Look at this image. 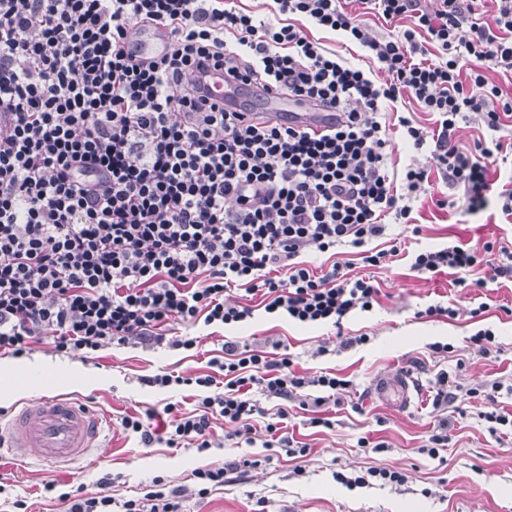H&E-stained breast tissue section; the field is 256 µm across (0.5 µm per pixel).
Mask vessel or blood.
Segmentation results:
<instances>
[{
  "label": "vessel or blood",
  "instance_id": "b4317fda",
  "mask_svg": "<svg viewBox=\"0 0 512 512\" xmlns=\"http://www.w3.org/2000/svg\"><path fill=\"white\" fill-rule=\"evenodd\" d=\"M262 104L270 116L291 118L314 129L321 128L325 118L273 90L263 93ZM371 392L380 403L395 408L410 406L417 395L414 379L405 371L378 376ZM100 428L101 418L88 404L47 393L16 406L7 422H0V456L51 468L66 466L98 450Z\"/></svg>",
  "mask_w": 512,
  "mask_h": 512
}]
</instances>
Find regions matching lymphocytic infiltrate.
I'll use <instances>...</instances> for the list:
<instances>
[{"label": "lymphocytic infiltrate", "instance_id": "1", "mask_svg": "<svg viewBox=\"0 0 512 512\" xmlns=\"http://www.w3.org/2000/svg\"><path fill=\"white\" fill-rule=\"evenodd\" d=\"M278 23L239 0H0V355L19 357L51 340L65 354L112 344L193 349L181 325L223 328L255 310L302 326L370 311L381 294L345 264L314 271L306 253L359 250L386 265L399 246L373 248L387 220L419 235L407 200L427 170H397L382 115L413 97L434 127L397 114L408 148H430L461 193V216L496 202L512 216V175L496 171L512 121V92L487 70L512 74V0H493L491 18L474 0H273ZM393 24L374 36L365 16ZM151 28L168 43L144 58L130 43ZM340 33L365 48L377 71L352 65L315 39ZM223 70L237 91L277 89L332 113L323 131L273 119L246 103L218 105L190 71ZM384 79H377V72ZM480 122L468 147L457 130ZM498 252L497 264L484 256ZM485 267L476 287L512 281V249L488 241L412 253L420 275ZM241 291L248 303L229 301ZM211 373L145 377L152 387L193 385L198 407L176 414L171 448H212L215 418L227 439L254 444L264 410L253 390L281 400L266 424L267 446L289 457L308 445L283 433L287 403L315 385L319 410L342 405L352 384L332 373L305 378L288 354L225 342ZM122 512H183L180 491L162 479Z\"/></svg>", "mask_w": 512, "mask_h": 512}]
</instances>
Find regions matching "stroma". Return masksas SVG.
<instances>
[{
	"label": "stroma",
	"instance_id": "obj_1",
	"mask_svg": "<svg viewBox=\"0 0 512 512\" xmlns=\"http://www.w3.org/2000/svg\"><path fill=\"white\" fill-rule=\"evenodd\" d=\"M390 149L398 167L412 164L431 172L426 190L411 202L412 215L422 227L414 247L433 248L454 241L479 247L494 239L512 248V217H505L496 204L470 216L467 223H458L455 213L434 205L453 190L434 172L430 153L407 150L396 131L390 134ZM352 272L374 277L381 295L373 310L343 318L345 333L369 338L367 344L349 349L339 347L333 326L304 327L259 312L239 327L214 334L207 327H196L198 346L188 351L129 344L81 357L37 345L28 358L39 363L45 374L31 380L15 376V383L24 387L22 399L37 397L49 387L81 397L109 418L103 435L105 450L99 458L54 471L21 467L1 457L0 512H18L19 500L25 501L28 512H66L68 504L61 501V493L79 487L85 494L109 495L121 502L143 495L158 476L168 487L184 489L185 512H512V435L490 433L481 417L495 405L512 410V394H501L494 404L474 400L445 409L432 404L436 378L443 370L462 394L496 381L512 385V315L505 313L512 308V284L491 291L492 307L483 319L475 320L470 311L479 305L481 290L458 288L445 273L429 279L416 277L407 256L382 268L358 262ZM444 300L457 308L455 319L419 317V310ZM486 327L494 330L500 350L484 356L475 352L470 338ZM233 340L266 351L273 342L283 341L296 374L313 377L331 372L352 380L350 402L327 411L335 422L332 429L310 427L311 411L289 408L288 430L309 445L308 457L296 462L278 448L235 445L225 439L226 427L220 419L213 430L215 446L204 452L158 442L146 448L138 434L123 431L120 420L127 414L154 410L151 427L159 432L169 421L164 411L167 404L193 410V388L151 387L144 384V377L164 371L184 377L208 373L209 359L220 353L224 342ZM435 342L449 344V351L432 352ZM403 369L418 384L416 403L399 410L377 403L370 395L373 378ZM356 399L362 402L358 411L352 408ZM442 423L448 426L447 448L434 457L422 453L431 431ZM362 437L385 442L387 451L364 453L357 446ZM238 459L255 463L245 479L225 483L204 498L196 495L195 469L218 468ZM370 466L402 468L408 480L396 487L349 488L335 478L336 473L351 477ZM107 475L112 478L108 485L102 482ZM50 481L56 490L48 494L43 487Z\"/></svg>",
	"mask_w": 512,
	"mask_h": 512
}]
</instances>
